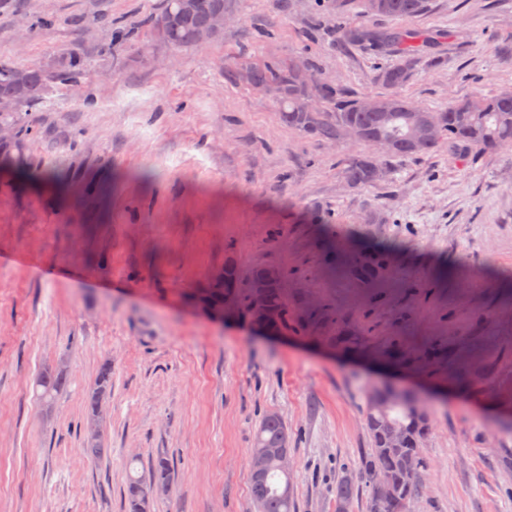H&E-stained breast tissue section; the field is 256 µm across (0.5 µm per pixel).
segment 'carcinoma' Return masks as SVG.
I'll list each match as a JSON object with an SVG mask.
<instances>
[{
	"mask_svg": "<svg viewBox=\"0 0 512 512\" xmlns=\"http://www.w3.org/2000/svg\"><path fill=\"white\" fill-rule=\"evenodd\" d=\"M184 0H165L159 19L167 20L165 27L154 24L158 38L176 48L202 46L200 35L205 32L217 12H224L227 0H190L192 8L183 9ZM426 0H381L372 15L385 18L411 17L421 13ZM348 41L357 45L393 50L407 59L381 70L377 82L386 92L377 101L391 102L388 110L367 111L363 109L364 98L335 88L320 81L312 63L281 66L274 63L255 65L247 69L244 77L258 90L274 96L281 109V117L289 127L313 138L335 142L350 136L382 151L384 157L362 155L346 162L345 175L356 185H369L379 177L375 170L384 167L383 158H417L430 153L446 139L448 148H459L464 152L490 150L512 146V96L496 94L488 98L476 97L454 102L438 112H428L398 93L410 77V60L431 37L418 31L391 28L374 31L362 28L349 32ZM14 66L0 64V99L19 97L13 79ZM28 78L38 93L26 97L20 106H29L41 100L56 81L77 82L79 71L76 59L61 61L55 71L47 72L39 66H29ZM322 99L326 106L310 107L308 103ZM266 266H257L247 274L234 268L230 284L238 289L247 282L248 300H253V287L264 281ZM265 303L279 316L277 326L288 325V301L279 285L264 291ZM69 375L61 369L43 372L37 381L43 388V397H52L68 382ZM112 386V369L104 364L89 390L85 426V454L99 460L107 454L104 448L103 423L98 409ZM415 404L409 400L391 403L374 414L365 410V426L371 438V448L360 460L359 480L346 473L336 483V503L351 504L357 483L368 490L367 512H372L378 480H388L396 488L393 498L388 500L381 512H407L421 490V471L426 466L422 439L426 426L411 425L410 416ZM390 419L402 425L409 440L400 448H382L378 439L379 422ZM289 442L288 426L282 418L262 417L253 438V448H277ZM174 478L173 463L165 456L155 458L150 466L148 479L129 477L125 491L127 512H150L152 490L157 483L171 484ZM290 473L272 466L261 478L250 479L253 497L259 512H294L290 494Z\"/></svg>",
	"mask_w": 512,
	"mask_h": 512,
	"instance_id": "1",
	"label": "carcinoma"
}]
</instances>
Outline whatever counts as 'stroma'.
Instances as JSON below:
<instances>
[{
    "mask_svg": "<svg viewBox=\"0 0 512 512\" xmlns=\"http://www.w3.org/2000/svg\"><path fill=\"white\" fill-rule=\"evenodd\" d=\"M164 0H0V60L76 55L14 113L21 166L0 163V512H125L129 476L166 455L151 512H259L260 418L286 422L295 512H338L336 483L370 446L373 391L407 392L429 467L411 512H512V148L440 144L351 184L367 145L285 125L227 65L313 62L357 95L399 54L351 28L435 36L402 95L438 111L512 91V0H428L390 20L335 0H236L220 39L177 49L151 20ZM120 31L128 45L108 56ZM233 257L284 271L288 326L258 332L247 301L205 300ZM464 357L469 389L448 377ZM112 366L108 453H84L88 390ZM66 369L52 404L38 374Z\"/></svg>",
    "mask_w": 512,
    "mask_h": 512,
    "instance_id": "stroma-1",
    "label": "stroma"
}]
</instances>
